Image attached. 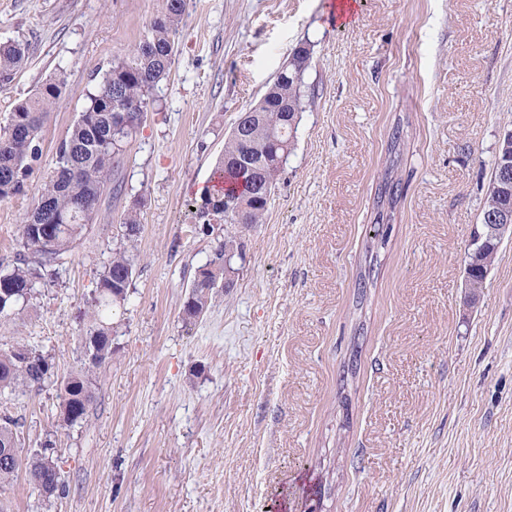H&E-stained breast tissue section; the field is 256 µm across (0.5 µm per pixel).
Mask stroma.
Wrapping results in <instances>:
<instances>
[{
    "label": "stroma",
    "instance_id": "stroma-1",
    "mask_svg": "<svg viewBox=\"0 0 512 512\" xmlns=\"http://www.w3.org/2000/svg\"><path fill=\"white\" fill-rule=\"evenodd\" d=\"M187 0L167 78L130 144L121 195L0 347L53 360L0 399L28 453L51 443L64 495L19 473L8 512H512V238L475 306L467 250L498 142L512 131V0ZM161 0H0V43L29 58L0 87V125L62 82L42 156L0 201V263L95 75L131 52ZM304 110L233 288L192 327L181 305L212 237L189 208L224 140L298 44ZM404 196L363 309L357 273L395 124ZM138 207L132 285L86 419L60 417L85 357L82 316ZM356 363L353 377L343 375Z\"/></svg>",
    "mask_w": 512,
    "mask_h": 512
}]
</instances>
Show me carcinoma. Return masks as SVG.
Listing matches in <instances>:
<instances>
[{
	"instance_id": "cac0c4a2",
	"label": "carcinoma",
	"mask_w": 512,
	"mask_h": 512,
	"mask_svg": "<svg viewBox=\"0 0 512 512\" xmlns=\"http://www.w3.org/2000/svg\"><path fill=\"white\" fill-rule=\"evenodd\" d=\"M187 0H162L161 10L151 20L148 32L135 51L128 57L112 60L102 74L97 89L87 95V102L59 142L55 166L48 174L38 199L52 205L57 221L40 220L28 210L22 220L16 239V257L12 265L0 268V280L9 283L23 295L14 300H4L9 314L15 315L36 298L37 288L56 277L57 269L68 257L84 245L87 226L100 217L99 203L104 193L112 190V180L124 159L127 146L136 138L141 124L139 114L148 111L152 92L170 72L175 37L179 32ZM311 55L306 49L293 50L288 62L280 69L256 108L259 115L252 128L251 145H246L230 135L224 141V154L215 174L224 182L221 194H206L194 211L198 224H210L224 218V226L216 238L214 257L199 270L192 291L182 303L183 321L198 319L209 306L214 289L224 282V250L243 249L241 229L235 223L236 214L245 210L248 224L253 227L266 220L269 202L256 196L255 174L240 163L251 151L252 159L268 164H282L285 150L270 143L269 133L286 127L277 135L280 141L293 149L294 138L304 109L303 78L310 64ZM28 61L27 45L20 41L0 46V85L11 82ZM60 82L46 81L28 98L17 102L9 122L19 123L12 135L0 128V198L13 197L22 190L23 180L13 179V169L28 176L32 164L42 156L41 131L43 124L57 104L59 95L53 89ZM292 124L286 126L285 118ZM401 179L388 170L379 188V199L387 202L393 211L403 197ZM84 203L88 215L74 210L77 202ZM504 211L512 212V191L492 190L485 194L480 222L470 233L466 282L471 301L484 288L488 267L502 243V237L489 230L495 217ZM373 235L365 244L364 270L360 271L358 289L366 293L376 261L374 254L385 246L387 234L376 222ZM122 242L112 251V256L99 273L96 296L88 313V325L83 336L88 358L76 372L60 385L61 415L63 422L73 426L86 418L94 401L93 377L112 359V308L125 303L131 281L127 271L135 268V247L141 232L139 213L131 207L124 218ZM50 370L49 358L37 349L19 344L0 348V393L15 392L39 387L45 382L43 375ZM15 450L13 462L0 458V487L11 483L21 469H26L33 483L56 482L49 495L65 491L66 484L52 458L45 455L29 457L15 431V421L0 416V450Z\"/></svg>"
}]
</instances>
